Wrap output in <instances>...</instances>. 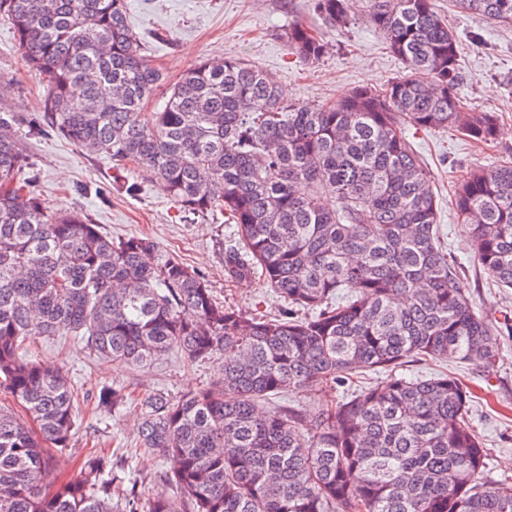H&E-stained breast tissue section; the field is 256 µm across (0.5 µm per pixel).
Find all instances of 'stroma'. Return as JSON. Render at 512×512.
Segmentation results:
<instances>
[{
  "mask_svg": "<svg viewBox=\"0 0 512 512\" xmlns=\"http://www.w3.org/2000/svg\"><path fill=\"white\" fill-rule=\"evenodd\" d=\"M129 21L143 39L149 63L176 81L202 60L227 54L255 65L280 87L287 100L300 104L336 101L358 86H382L405 73L402 61L387 46L382 32L354 6L346 28L327 27L315 10V0H130ZM438 12L460 40L462 80L458 94L468 111L495 112V140L477 143L455 129H409L408 139L431 176L439 203L440 240L458 266L462 282L478 312L501 327L495 343L494 366L473 361L410 362L399 375L413 378L447 373L469 389L473 409L470 425L488 452L486 481L512 480V290L489 279L469 248L455 210V190L477 167L496 166L512 157V29L496 27L476 14L435 0ZM299 21L324 38L329 49L315 63L300 62L279 32ZM48 94L45 78L32 75L15 41L11 26L0 21V107L26 118L41 115ZM18 134L38 174L35 189L47 210L78 208L104 234L139 235L153 241L151 263L179 256L208 283L216 301L244 313L275 316L282 302L261 281L230 280L224 272V252L236 241L235 227L226 217H188L142 168L113 169L110 161L83 153L55 133H35L20 126ZM139 187L128 194L126 184ZM31 355L43 365L68 370L76 385L75 433L71 458L51 467L46 481L57 485L80 474V462L98 448L118 464L135 470L139 484L159 487L174 468L172 458L140 452L138 428L141 399L163 394L170 399L218 385L224 358L215 356L190 363L176 351L150 366L119 367L90 355L83 344L62 336L39 337ZM381 374L353 375L346 386L334 384L280 394L262 400L261 411L294 404L303 414L314 413L322 402L380 382ZM105 388H120L128 402L104 413L96 398Z\"/></svg>",
  "mask_w": 512,
  "mask_h": 512,
  "instance_id": "1",
  "label": "stroma"
}]
</instances>
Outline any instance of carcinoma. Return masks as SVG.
Returning <instances> with one entry per match:
<instances>
[{
  "instance_id": "obj_1",
  "label": "carcinoma",
  "mask_w": 512,
  "mask_h": 512,
  "mask_svg": "<svg viewBox=\"0 0 512 512\" xmlns=\"http://www.w3.org/2000/svg\"><path fill=\"white\" fill-rule=\"evenodd\" d=\"M512 27V0H455ZM370 22L409 73L336 103L284 100L274 80L228 55L203 60L143 111L164 81L128 23L127 0H0L29 71L48 78L50 128L87 155L154 174L183 212L220 210L237 226L232 279L262 278L288 306L244 314L214 299L180 258L150 265L154 244L113 240L79 210H43L0 112V512H138L128 478L88 454L80 478L50 490L68 452L75 392L60 368L27 358L39 336H75L98 359L145 367L176 349L190 362L224 352V379L174 401L141 403V447L178 468L148 512H512V482L482 480L487 450L469 425L470 395L446 373L393 372L419 360L496 362L497 329L469 299L439 240L437 201L406 126L454 127L487 143L493 112H465L459 45L434 0H365ZM332 27L352 0H316ZM281 37L297 58L328 43L299 22ZM457 216L488 276L512 288V161L470 173ZM392 377L307 419L264 398ZM104 389L97 408L124 403Z\"/></svg>"
}]
</instances>
